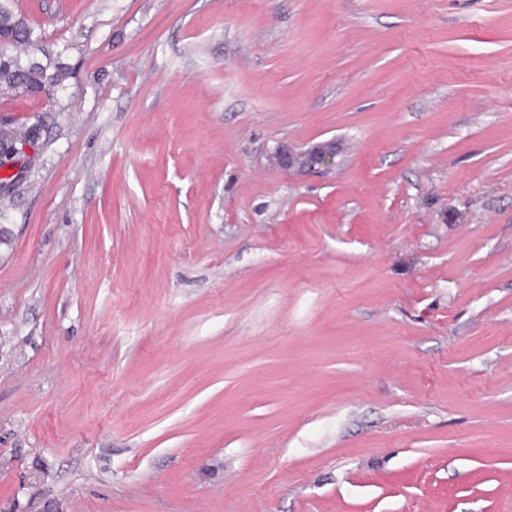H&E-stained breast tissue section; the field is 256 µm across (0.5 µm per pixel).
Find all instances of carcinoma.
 Returning <instances> with one entry per match:
<instances>
[{
	"label": "carcinoma",
	"mask_w": 512,
	"mask_h": 512,
	"mask_svg": "<svg viewBox=\"0 0 512 512\" xmlns=\"http://www.w3.org/2000/svg\"><path fill=\"white\" fill-rule=\"evenodd\" d=\"M32 42V31L12 10V0H0V91L35 94L61 84L60 75L27 54H9L7 46Z\"/></svg>",
	"instance_id": "1"
}]
</instances>
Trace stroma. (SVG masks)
I'll return each mask as SVG.
<instances>
[{"label": "stroma", "mask_w": 512, "mask_h": 512, "mask_svg": "<svg viewBox=\"0 0 512 512\" xmlns=\"http://www.w3.org/2000/svg\"><path fill=\"white\" fill-rule=\"evenodd\" d=\"M14 8L0 512H512V0ZM11 0L0 1V91L35 94L61 84L58 73L48 74L49 65L28 54H8L6 46L32 43V31L16 16ZM9 141L7 152L11 160L0 168V194L9 193L15 184L26 174L37 154L36 141L25 140L19 143ZM336 154V142L332 140L320 141L305 148L280 143L271 153L270 161L280 169L310 171L333 165Z\"/></svg>", "instance_id": "35a3bbf8"}]
</instances>
